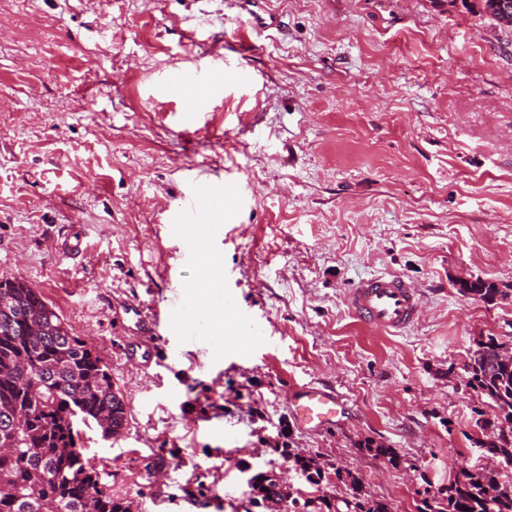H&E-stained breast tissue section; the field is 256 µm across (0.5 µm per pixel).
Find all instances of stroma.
<instances>
[{
	"instance_id": "35a3bbf8",
	"label": "stroma",
	"mask_w": 512,
	"mask_h": 512,
	"mask_svg": "<svg viewBox=\"0 0 512 512\" xmlns=\"http://www.w3.org/2000/svg\"><path fill=\"white\" fill-rule=\"evenodd\" d=\"M479 7L266 0L263 27L237 0H0V277L38 288L127 403L119 437L84 438L106 492L141 512H271L254 488L266 475L350 497L310 485L286 444L418 512L456 459L482 463L476 421L495 410L463 366L479 337L512 346V33ZM213 56L253 82L192 125L162 81ZM199 164L241 192L209 246L262 330L246 354L165 329L140 342L129 312L198 277L170 216ZM73 236L88 256L67 254ZM376 273L423 300L402 334L345 305ZM462 278L506 297L462 295ZM309 382L345 393L342 422L296 427L287 394Z\"/></svg>"
}]
</instances>
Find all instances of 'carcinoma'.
<instances>
[{
  "label": "carcinoma",
  "mask_w": 512,
  "mask_h": 512,
  "mask_svg": "<svg viewBox=\"0 0 512 512\" xmlns=\"http://www.w3.org/2000/svg\"><path fill=\"white\" fill-rule=\"evenodd\" d=\"M482 12L502 29L512 30V15L499 0H479ZM492 302L502 295L483 279L460 289ZM505 346L489 335L477 341L464 365L466 386L496 408L492 429L479 442L488 459L512 463V361L501 360ZM128 408L114 388L102 359L74 335L56 306L38 289L17 278H0V512H130L100 484L97 468L84 456V429L95 427L104 439L127 424ZM373 457L398 463L391 448L371 443ZM281 454L319 486L329 472L295 449ZM352 493L354 512H390L368 494L352 471L335 469ZM419 512H512V481L486 466H463L439 495L422 500Z\"/></svg>",
  "instance_id": "obj_1"
}]
</instances>
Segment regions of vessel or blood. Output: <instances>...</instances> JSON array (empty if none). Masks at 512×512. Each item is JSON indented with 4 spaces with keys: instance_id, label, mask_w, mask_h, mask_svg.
<instances>
[{
    "instance_id": "1",
    "label": "vessel or blood",
    "mask_w": 512,
    "mask_h": 512,
    "mask_svg": "<svg viewBox=\"0 0 512 512\" xmlns=\"http://www.w3.org/2000/svg\"><path fill=\"white\" fill-rule=\"evenodd\" d=\"M253 80L252 73L243 67L228 74L226 79L215 76L212 67L198 68L192 80L180 77L167 78L163 84L166 96L174 101H188L192 117L198 118L210 111L213 103L224 96L227 83L247 86ZM196 84L195 96H188L189 84ZM211 203L210 211L198 207L197 188L186 190L179 207L173 215L177 233L185 239H192L197 226H204L207 236L218 238L224 234V224L215 217L228 203V189L206 184ZM213 303L223 305L225 312L233 316L232 325L239 337V348L249 352L256 341L254 321L238 311L233 295L223 285L212 288ZM186 294L182 289H173L165 311L145 312L143 307L134 306L136 331L147 337L154 333L160 323H168L173 335L179 336L183 344H207L205 328L191 320L190 311L184 310ZM346 305L351 314L369 327L387 334H399L409 329L422 313L420 297L416 289L402 276L393 274L376 275L360 280L348 292ZM296 423L307 430H321L336 425L347 410L345 395L333 389H323L311 384L294 388L288 398Z\"/></svg>"
}]
</instances>
